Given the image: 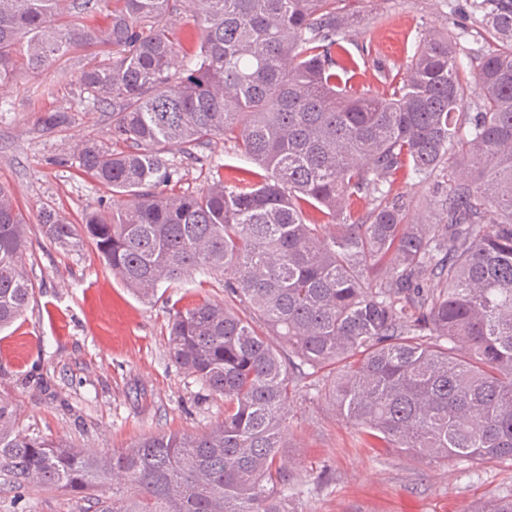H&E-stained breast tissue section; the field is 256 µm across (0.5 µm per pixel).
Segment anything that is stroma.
I'll return each mask as SVG.
<instances>
[{"instance_id": "stroma-1", "label": "stroma", "mask_w": 512, "mask_h": 512, "mask_svg": "<svg viewBox=\"0 0 512 512\" xmlns=\"http://www.w3.org/2000/svg\"><path fill=\"white\" fill-rule=\"evenodd\" d=\"M362 16L343 40L357 66L351 82L384 91L383 71L402 73L419 41L449 33L474 87L473 67L488 46L472 0H355ZM81 59L45 72H19L0 84V184L30 217L43 208L74 224L112 204L110 189L84 176L78 149L110 143L112 108L81 93ZM68 121L46 128L48 114ZM232 144L216 139L188 160L180 147L166 159L176 191L210 185L230 163ZM25 269L34 297L0 332V399L17 431L101 454L150 432H202L224 418V402L205 397L194 377L168 355L173 308L224 298L222 277L194 273L179 288L133 295L113 277L91 243L65 250L31 224ZM326 372L301 383L288 408L292 448L287 467L300 489L298 512H471L478 501L512 496V459L426 463L385 448L339 420L319 386ZM0 512H93L79 495L19 484L0 470Z\"/></svg>"}]
</instances>
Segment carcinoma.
Here are the masks:
<instances>
[{"instance_id": "obj_1", "label": "carcinoma", "mask_w": 512, "mask_h": 512, "mask_svg": "<svg viewBox=\"0 0 512 512\" xmlns=\"http://www.w3.org/2000/svg\"><path fill=\"white\" fill-rule=\"evenodd\" d=\"M62 2L0 0V83L80 45L112 47L79 81L112 104L118 148L78 153L111 208L80 226L43 208L41 233L62 248L89 241L144 299L196 270L219 275L248 315L208 302L172 316L170 358L224 398L217 426L98 455L15 431L0 401V469L77 495L121 474L95 512H295L286 407L327 366L336 416L389 448L512 458V0L478 4L490 47L474 103L444 34L419 42L404 77L383 74L386 92L354 89L342 45L352 0H194L198 49L180 69L163 23L174 0H115L104 32ZM217 137L255 168L168 192L165 151ZM400 173L447 178L435 216L411 217ZM27 228L0 185V330L34 294ZM473 512H512V498Z\"/></svg>"}]
</instances>
